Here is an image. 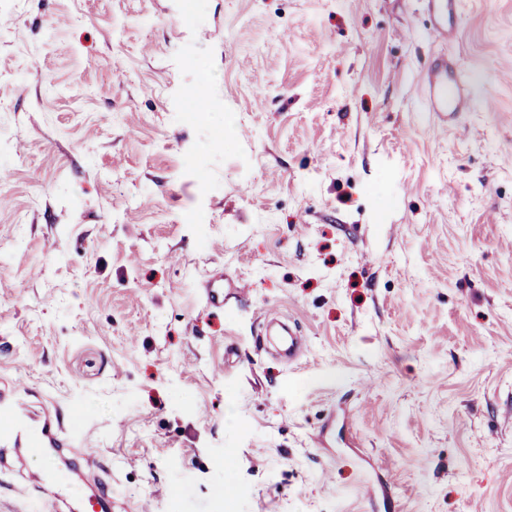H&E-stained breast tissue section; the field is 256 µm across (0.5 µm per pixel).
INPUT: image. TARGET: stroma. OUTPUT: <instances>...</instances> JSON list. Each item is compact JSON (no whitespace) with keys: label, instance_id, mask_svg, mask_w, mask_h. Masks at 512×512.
I'll use <instances>...</instances> for the list:
<instances>
[{"label":"stroma","instance_id":"1","mask_svg":"<svg viewBox=\"0 0 512 512\" xmlns=\"http://www.w3.org/2000/svg\"><path fill=\"white\" fill-rule=\"evenodd\" d=\"M201 5L0 0V382L84 405L111 512H512V0ZM432 18L430 35L435 42L446 43L456 35L459 0H426ZM423 100L435 120L430 131L439 136L458 127L456 117L468 110L467 81L463 70L447 56H439L425 69ZM228 288L227 292L224 291ZM241 286L239 282L224 283V274H216L208 279L203 288V295L207 305L224 307V301L230 299L241 300ZM225 293V294H224Z\"/></svg>","mask_w":512,"mask_h":512}]
</instances>
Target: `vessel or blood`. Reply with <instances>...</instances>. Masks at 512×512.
<instances>
[{"mask_svg": "<svg viewBox=\"0 0 512 512\" xmlns=\"http://www.w3.org/2000/svg\"><path fill=\"white\" fill-rule=\"evenodd\" d=\"M459 0H427L432 19L430 35L435 42L446 43L456 35ZM423 100L426 111L435 121L430 130L440 135L456 127V118L468 109L467 81L463 70L448 57L440 56L425 69ZM203 295L207 305L220 307L230 299H241L239 283L225 282L223 275L208 279ZM35 390L31 384L17 382L9 391H0V467L8 468L13 449H24L27 456L50 461L51 466L27 479L26 489L34 496L52 504L75 507L76 512H108L111 500L103 490L83 494L65 483L56 473L55 462L65 460L74 470L83 463L81 435L78 424L84 418L79 403L66 410L47 409L37 414L30 410L29 397Z\"/></svg>", "mask_w": 512, "mask_h": 512, "instance_id": "vessel-or-blood-1", "label": "vessel or blood"}]
</instances>
